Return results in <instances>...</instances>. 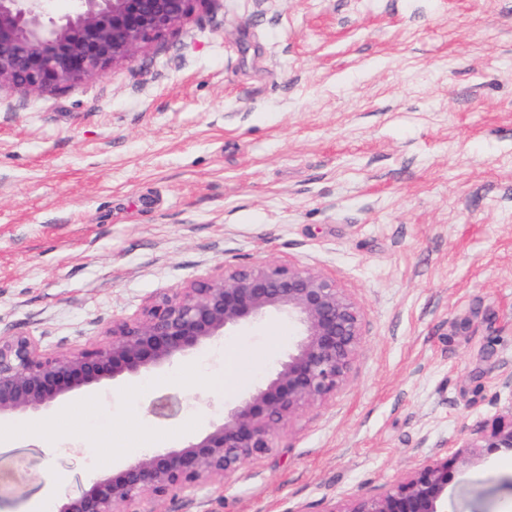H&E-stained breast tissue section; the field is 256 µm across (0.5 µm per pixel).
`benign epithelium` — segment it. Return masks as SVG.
<instances>
[{"label":"benign epithelium","instance_id":"obj_1","mask_svg":"<svg viewBox=\"0 0 512 512\" xmlns=\"http://www.w3.org/2000/svg\"><path fill=\"white\" fill-rule=\"evenodd\" d=\"M47 0H0V89L71 87L129 64L208 0H73L52 17ZM277 314L297 329L278 368L203 435L155 448L100 474L57 512H162L171 494L222 485L276 447L279 430L344 385L361 345L362 309L321 271L279 262L218 266L112 320L103 339L48 351L31 336H0V420L46 411L70 395L158 372L230 332ZM451 457L427 456L379 492L328 512H446L449 465L484 450L512 453V402L464 430Z\"/></svg>","mask_w":512,"mask_h":512}]
</instances>
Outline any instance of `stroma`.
<instances>
[{"label": "stroma", "mask_w": 512, "mask_h": 512, "mask_svg": "<svg viewBox=\"0 0 512 512\" xmlns=\"http://www.w3.org/2000/svg\"><path fill=\"white\" fill-rule=\"evenodd\" d=\"M316 268L362 307L346 383L272 452L163 512H329L500 410L512 370V0H208L130 64L0 90V336L98 341L219 264ZM296 330L224 337L250 389ZM212 347L152 386L67 398L0 445V512L61 498L144 427L170 447L236 400ZM178 395L175 416L151 414ZM95 468H88V459ZM447 512H512V455L455 464Z\"/></svg>", "instance_id": "stroma-1"}]
</instances>
